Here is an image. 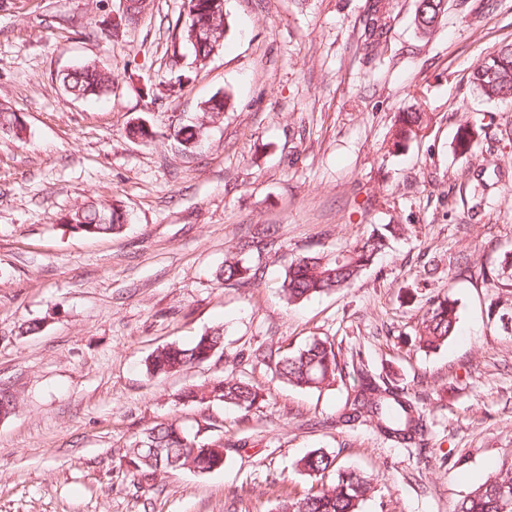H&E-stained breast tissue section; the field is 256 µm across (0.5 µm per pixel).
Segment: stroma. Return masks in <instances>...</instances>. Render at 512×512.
<instances>
[{"instance_id":"obj_1","label":"stroma","mask_w":512,"mask_h":512,"mask_svg":"<svg viewBox=\"0 0 512 512\" xmlns=\"http://www.w3.org/2000/svg\"><path fill=\"white\" fill-rule=\"evenodd\" d=\"M378 4L389 32L364 52ZM123 0H12L0 10V104L23 139L0 138V512H273L314 486L299 459L320 448L371 475L361 512H449L486 478L512 469V279L477 268L512 254V102L484 99L471 71L512 43V0H448L419 35L414 0H224L229 31L206 64L179 44L184 0H150L142 23L111 36ZM96 59L111 92L77 100L58 73ZM180 91L168 83L176 74ZM232 94L195 153L169 135L201 101ZM425 112L424 136L393 145L399 113ZM485 120L472 150L458 126ZM144 122L157 137L131 140ZM122 206L121 233L88 236L64 217L89 200ZM275 226L260 280L219 272L238 240ZM389 231L387 247L347 289L290 304L283 268ZM455 300L459 334L439 349L414 338L430 300ZM500 301L489 315L491 301ZM37 333H25L27 324ZM224 329V352L150 377L157 347ZM334 341L415 395L421 445L372 427L341 429L354 384L308 390L248 362L258 345L295 351ZM234 376L262 399L220 406L205 440L223 438V469L136 485L125 452L160 422L192 427L187 386Z\"/></svg>"}]
</instances>
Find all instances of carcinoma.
<instances>
[{"instance_id":"cac0c4a2","label":"carcinoma","mask_w":512,"mask_h":512,"mask_svg":"<svg viewBox=\"0 0 512 512\" xmlns=\"http://www.w3.org/2000/svg\"><path fill=\"white\" fill-rule=\"evenodd\" d=\"M186 16L194 18L203 28L220 27L227 32L226 12L213 11L211 0H185ZM448 9V0H415L413 23L421 34H429L442 21ZM388 33L377 10L364 19L366 39L379 40ZM181 38L193 50L195 61L205 63L221 47L215 39L201 35L192 38V28L184 25ZM61 83L75 99L98 97L112 91V71L96 61H87L62 74ZM473 83L482 96L490 101L512 99V44L502 46L496 54L482 62L473 71ZM230 106V96L211 97L200 105V112H223ZM425 112L399 114L394 136L398 145L420 137L428 127ZM24 128L10 108L0 107V137L22 139ZM477 133V123L465 121L456 131V149L469 152ZM202 135L199 123L174 127L173 137L185 150L196 147ZM73 228L91 236H110L119 232L127 222V214L119 206H107L89 200L67 215ZM277 241L275 228L269 226L265 235L245 239L235 247L234 255L224 260L220 277L226 285L250 283L257 280L259 268L251 266L247 258L253 254L270 252ZM386 247L383 234L373 235L353 247L334 254L305 255L291 261L285 270L281 288L288 302L295 303L311 297L342 290L351 286L363 270L372 264L375 256ZM512 274V264H500L479 269L482 280L493 285L504 275ZM458 314L448 298L432 301L415 336L420 349L434 350L456 336ZM224 352V329L216 327L187 345L163 346L148 358L147 371L154 376L176 373L187 366L209 361ZM254 362L269 367L284 382L307 389L320 390L342 376L335 345L329 338H315L295 352L282 355L271 346H259L248 354ZM260 399L259 391L250 383L234 376L215 378L191 385L179 394V400L198 407L219 404L238 411H250ZM333 423L338 427L353 428L371 424L386 439L404 447L419 444L426 432L424 415L418 400L391 380L361 371L343 404L337 409ZM204 425L193 430L175 421L161 422L145 430L140 444L129 448L133 480L140 486H152L161 474L177 475L183 471L199 474L224 467V442H210L199 437ZM300 467L310 476L337 472L336 483L326 488H311L305 495L284 503L278 512H360L361 504L373 492V479L356 470L337 468L336 456L320 449L307 453L299 460ZM453 512H512V474L491 476L457 502Z\"/></svg>"}]
</instances>
